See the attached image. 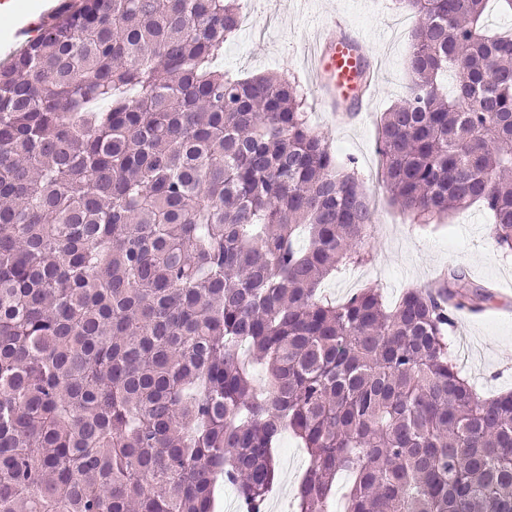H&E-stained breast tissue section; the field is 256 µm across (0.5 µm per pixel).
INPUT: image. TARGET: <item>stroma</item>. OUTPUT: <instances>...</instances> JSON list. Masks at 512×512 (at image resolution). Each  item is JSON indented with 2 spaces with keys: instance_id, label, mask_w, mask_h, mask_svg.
<instances>
[{
  "instance_id": "stroma-1",
  "label": "stroma",
  "mask_w": 512,
  "mask_h": 512,
  "mask_svg": "<svg viewBox=\"0 0 512 512\" xmlns=\"http://www.w3.org/2000/svg\"><path fill=\"white\" fill-rule=\"evenodd\" d=\"M251 21L224 45L218 68L243 77L274 74L298 83L311 126L332 146L338 158L354 157L367 193L376 204L378 234L368 240L372 258L324 281L323 296L340 302L362 288H379L394 305L404 288L424 286L441 271L464 269L469 278L489 288L492 299L476 312L457 318L453 347L464 375L479 393L492 397L512 390V256L497 248L489 218L474 205L444 223L410 224L391 202L382 180L377 152L378 124L405 95L409 77L404 60L415 19L395 0H239ZM341 20L368 41L379 64V83L367 119L337 123L323 112L311 90L307 59L312 38L322 24ZM277 483L266 512H287L309 464L306 449L284 436L276 451Z\"/></svg>"
}]
</instances>
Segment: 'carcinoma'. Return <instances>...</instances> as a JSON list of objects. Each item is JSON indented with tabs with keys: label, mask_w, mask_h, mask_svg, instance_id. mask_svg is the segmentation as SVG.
<instances>
[{
	"label": "carcinoma",
	"mask_w": 512,
	"mask_h": 512,
	"mask_svg": "<svg viewBox=\"0 0 512 512\" xmlns=\"http://www.w3.org/2000/svg\"><path fill=\"white\" fill-rule=\"evenodd\" d=\"M397 4L391 199L478 203L512 254V33L486 0ZM240 25L238 0H73L0 69V512H213L220 478L265 512L287 433L297 512L343 473L345 512H512V391L449 354L491 295L452 268L392 307L322 297L375 210L298 85L215 67ZM485 23L490 32L512 28V15L501 9L496 1L490 0L485 11Z\"/></svg>",
	"instance_id": "obj_1"
}]
</instances>
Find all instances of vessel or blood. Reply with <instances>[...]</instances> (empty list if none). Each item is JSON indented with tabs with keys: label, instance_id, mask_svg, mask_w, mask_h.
Returning a JSON list of instances; mask_svg holds the SVG:
<instances>
[{
	"label": "vessel or blood",
	"instance_id": "obj_1",
	"mask_svg": "<svg viewBox=\"0 0 512 512\" xmlns=\"http://www.w3.org/2000/svg\"><path fill=\"white\" fill-rule=\"evenodd\" d=\"M371 57L370 46L344 24L321 29L311 56L312 79L324 108L338 121L369 112L376 82Z\"/></svg>",
	"mask_w": 512,
	"mask_h": 512
}]
</instances>
